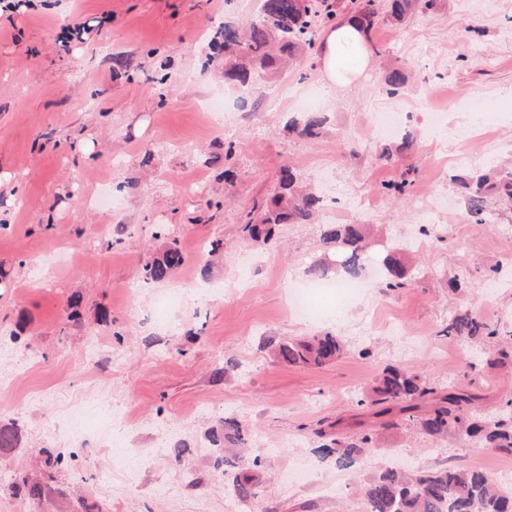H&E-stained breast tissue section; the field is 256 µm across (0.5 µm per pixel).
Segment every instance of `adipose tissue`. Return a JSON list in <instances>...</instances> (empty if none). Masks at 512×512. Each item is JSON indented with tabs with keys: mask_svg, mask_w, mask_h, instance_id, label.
Segmentation results:
<instances>
[{
	"mask_svg": "<svg viewBox=\"0 0 512 512\" xmlns=\"http://www.w3.org/2000/svg\"><path fill=\"white\" fill-rule=\"evenodd\" d=\"M323 42L322 63L328 88L346 84L352 63L365 61L358 21L346 18L340 26L328 29Z\"/></svg>",
	"mask_w": 512,
	"mask_h": 512,
	"instance_id": "adipose-tissue-1",
	"label": "adipose tissue"
}]
</instances>
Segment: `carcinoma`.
Instances as JSON below:
<instances>
[{
	"label": "carcinoma",
	"instance_id": "1",
	"mask_svg": "<svg viewBox=\"0 0 512 512\" xmlns=\"http://www.w3.org/2000/svg\"><path fill=\"white\" fill-rule=\"evenodd\" d=\"M437 0H351V10L369 33L379 17L394 21L436 8ZM337 12L317 0H259L257 14L247 25L224 24V78L252 82L260 71L276 72L280 63L306 62L316 47L322 30L335 25ZM403 67L385 74L383 83L395 94L405 84ZM324 126L319 112H307L300 121L288 120V128L306 137H316ZM466 190L467 211L477 224L493 218V203L512 202V169L501 167L493 173L460 178ZM280 191L272 198L257 223L242 228L249 244L268 243L282 224H309L320 211V196L297 187L292 168L281 171ZM364 224H324L320 242L326 255L341 257L339 267L352 274L364 267L367 248ZM184 263V255L172 242L158 251L143 267L151 282L167 280ZM386 288L407 286L408 268L394 253L384 259ZM457 341H485L496 346L493 367L512 365V341L499 339V329L470 310L459 311L444 328ZM343 340L324 333L304 340L281 342L274 353L291 364L320 366L344 353ZM482 396L465 388L446 390L430 386L423 377L399 367H387L377 374L370 395L359 400L375 418L370 425L355 422L354 432H336L331 443L319 451L335 456L336 465L350 469L366 453L377 447L384 431L413 422L433 438L454 433L464 440H476L486 448L512 454V400L509 410L493 415L475 412ZM17 423L0 425V448H13L18 442ZM246 431L234 417L223 418L212 429V442L221 448L245 443ZM234 490L246 501L258 494L256 478L245 473L235 476ZM361 490L371 512H512V491L498 487L488 475L471 469L445 466L430 469L381 468L364 479Z\"/></svg>",
	"mask_w": 512,
	"mask_h": 512
}]
</instances>
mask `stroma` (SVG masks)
I'll return each mask as SVG.
<instances>
[{
	"instance_id": "1",
	"label": "stroma",
	"mask_w": 512,
	"mask_h": 512,
	"mask_svg": "<svg viewBox=\"0 0 512 512\" xmlns=\"http://www.w3.org/2000/svg\"><path fill=\"white\" fill-rule=\"evenodd\" d=\"M0 23V339L15 358L0 386V424L18 421L19 444L0 449V501L20 512H355L367 475L389 463L479 467L512 486V455L456 435L436 440L408 425L384 434L357 469L323 457L317 429L360 413L373 377L394 365L441 388L482 394L500 412L512 376L489 367L491 346L443 336L469 309L512 330V210L472 223L460 175L512 166V0H441L401 23L376 22L375 54L355 78L323 95L333 113L321 134L285 124L290 104L322 86L320 58L236 102V137L206 103L223 93L212 42L225 21L252 16L249 0H34ZM84 22L85 42L62 44ZM405 64L403 94L417 137L384 161L369 133L390 97L381 61ZM123 160L112 167L113 156ZM292 167L320 194L374 229L366 264L382 269L401 249L416 260L409 286L372 282L352 303L325 299L309 322L289 294L321 255L314 224H285L267 248L241 227L259 216ZM120 210L91 199L109 180ZM409 180L405 195L384 190ZM219 239L209 256L201 243ZM185 257L169 280L145 282L156 248ZM460 286L449 291V278ZM183 303L157 315L155 299ZM105 308L109 323L97 319ZM347 348L315 367L275 360L273 344L322 332ZM235 416L248 433L241 471L260 479L239 500L233 471L215 467L210 430ZM64 453L45 469L44 451ZM38 481L41 499L7 479Z\"/></svg>"
}]
</instances>
